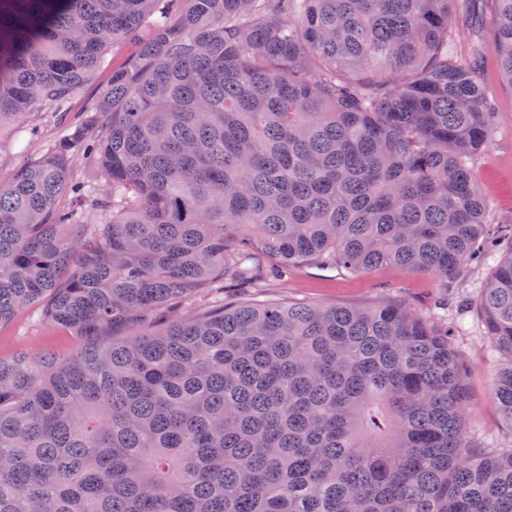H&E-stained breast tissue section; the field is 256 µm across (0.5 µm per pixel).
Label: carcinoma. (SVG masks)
Returning a JSON list of instances; mask_svg holds the SVG:
<instances>
[{"instance_id":"cac0c4a2","label":"carcinoma","mask_w":512,"mask_h":512,"mask_svg":"<svg viewBox=\"0 0 512 512\" xmlns=\"http://www.w3.org/2000/svg\"><path fill=\"white\" fill-rule=\"evenodd\" d=\"M455 2L0 0L15 137L138 44L0 185V326L33 309L85 339L0 357V512H512V448L467 432L454 329L407 303L224 296L270 260L446 280L472 258L492 127ZM502 250L476 301L512 426ZM110 71H98L87 82L83 90L71 101L66 114L67 124L72 123L80 112L88 111L96 103L111 80Z\"/></svg>"}]
</instances>
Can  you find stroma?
<instances>
[{"mask_svg":"<svg viewBox=\"0 0 512 512\" xmlns=\"http://www.w3.org/2000/svg\"><path fill=\"white\" fill-rule=\"evenodd\" d=\"M492 0H485L481 23H474L466 9H459L456 22V51L480 66L486 97L496 105L492 135L477 153L471 166L488 207L489 222L512 229V87L498 74L497 45L491 35ZM62 132L61 126L47 125L31 146L14 142L11 134L0 135V183L29 164L49 142ZM496 258L479 266H464L449 282L437 276L403 267L386 265L352 273L333 265H305L290 270L285 280L273 283L263 292L239 290L242 299L276 300L320 306H372L396 300L431 313L435 318L456 325L455 347L467 369L471 415L468 430L473 439L488 448H512V427L505 424L492 398L495 374L503 359L485 326L477 305L460 308L461 297H475L489 278ZM80 337L67 331L38 324L31 313L17 315L0 327V355L25 350L38 355L49 352L65 358L82 347Z\"/></svg>","mask_w":512,"mask_h":512,"instance_id":"1","label":"stroma"}]
</instances>
